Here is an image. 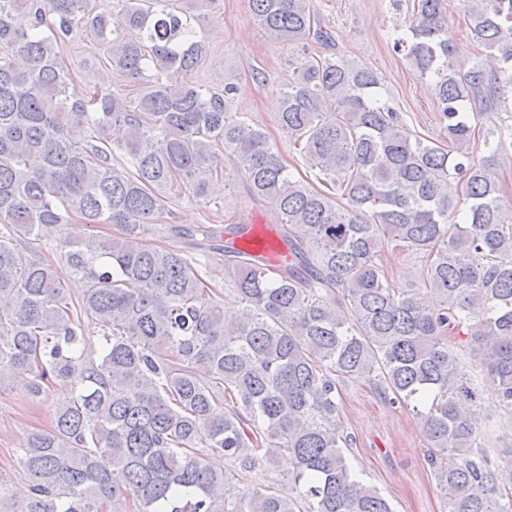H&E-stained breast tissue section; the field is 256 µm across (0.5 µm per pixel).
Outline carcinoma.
Here are the masks:
<instances>
[{
    "label": "carcinoma",
    "instance_id": "1",
    "mask_svg": "<svg viewBox=\"0 0 512 512\" xmlns=\"http://www.w3.org/2000/svg\"><path fill=\"white\" fill-rule=\"evenodd\" d=\"M119 2L113 26L92 0H0V388L64 387L51 428L18 448L30 486L16 512H394L344 456L345 380L414 404L447 512H512V457L484 447L477 387L448 346L472 337L484 380L512 409V224L497 172L512 160V127L484 135V156L470 152L503 98L498 72L512 69V0L466 2L496 72L481 60L456 68L441 0H417L395 42L435 77L446 148L410 132L375 72L310 57L276 118L324 191L229 110L233 83L163 80L192 73L206 50L180 0ZM247 2L279 43L305 53L331 40L313 0ZM79 27L103 49V80L148 85L122 97L77 87L61 49ZM226 155L279 210L290 256L270 268L227 251L240 306L230 323L192 258L147 239L175 198L207 197ZM73 216L118 229L71 244L69 271L85 281L76 302L53 264L15 244ZM389 245L425 258L432 301L392 287ZM83 315L103 330L96 361L81 348ZM216 454L245 471L286 455L293 486L248 489L228 506L224 471L206 462Z\"/></svg>",
    "mask_w": 512,
    "mask_h": 512
}]
</instances>
